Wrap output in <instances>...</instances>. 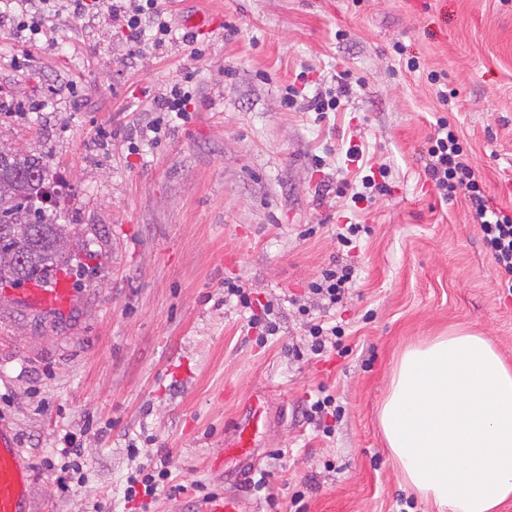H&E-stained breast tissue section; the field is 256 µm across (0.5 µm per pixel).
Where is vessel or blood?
Returning <instances> with one entry per match:
<instances>
[{
	"instance_id": "obj_1",
	"label": "vessel or blood",
	"mask_w": 512,
	"mask_h": 512,
	"mask_svg": "<svg viewBox=\"0 0 512 512\" xmlns=\"http://www.w3.org/2000/svg\"><path fill=\"white\" fill-rule=\"evenodd\" d=\"M0 298L20 303L37 312H63L75 304V292L67 278L52 284L38 281L29 283L20 292L1 288ZM264 423L258 402L249 405L248 417L225 439L226 453L249 457L254 435ZM30 467L24 450L9 424L0 421V512H32L30 500Z\"/></svg>"
}]
</instances>
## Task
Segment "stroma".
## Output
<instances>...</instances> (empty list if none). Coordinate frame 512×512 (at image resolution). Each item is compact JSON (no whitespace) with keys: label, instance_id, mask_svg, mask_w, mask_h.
Returning a JSON list of instances; mask_svg holds the SVG:
<instances>
[{"label":"stroma","instance_id":"35a3bbf8","mask_svg":"<svg viewBox=\"0 0 512 512\" xmlns=\"http://www.w3.org/2000/svg\"><path fill=\"white\" fill-rule=\"evenodd\" d=\"M27 2L46 33L0 18V142L47 157L78 232L60 268L70 312L0 301V419L26 451L35 512H201L191 492L125 504L132 444L243 512L295 497L300 512H436L405 483L379 408L403 350L434 336L480 334L512 365V293L465 200L443 202L425 174L442 115L427 73H446L447 116L512 208V0H166L174 27L200 9L220 23L162 50L129 46L104 0L81 16ZM176 83L193 104L139 140ZM316 97L339 106L312 111ZM379 171L390 193L354 201ZM334 264L356 280L331 314L309 285ZM228 281L278 304L276 335L260 340ZM313 319L343 327L339 348L309 351ZM322 389L336 413L309 421ZM257 393L253 460L226 457ZM69 432L83 480L64 496L45 461Z\"/></svg>","mask_w":512,"mask_h":512}]
</instances>
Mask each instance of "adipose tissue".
<instances>
[{
  "instance_id": "adipose-tissue-1",
  "label": "adipose tissue",
  "mask_w": 512,
  "mask_h": 512,
  "mask_svg": "<svg viewBox=\"0 0 512 512\" xmlns=\"http://www.w3.org/2000/svg\"><path fill=\"white\" fill-rule=\"evenodd\" d=\"M379 420L405 481L437 512H497L512 498V367L484 337L408 347Z\"/></svg>"
}]
</instances>
